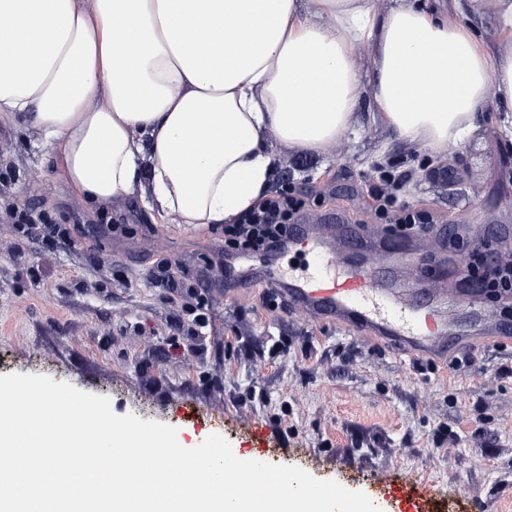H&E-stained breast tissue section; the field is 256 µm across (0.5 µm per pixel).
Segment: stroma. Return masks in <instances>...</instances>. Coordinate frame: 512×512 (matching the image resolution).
<instances>
[{
  "instance_id": "stroma-1",
  "label": "stroma",
  "mask_w": 512,
  "mask_h": 512,
  "mask_svg": "<svg viewBox=\"0 0 512 512\" xmlns=\"http://www.w3.org/2000/svg\"><path fill=\"white\" fill-rule=\"evenodd\" d=\"M359 110L336 151L281 155L270 188L304 195L305 223L378 224L369 189L381 166L408 176L400 201L470 227L472 244L512 227V135L492 118L441 157L372 121L368 101ZM49 224L68 237L48 241ZM165 264L176 277L157 281ZM189 284L198 298L181 301ZM269 287L258 267L227 282L219 229L153 223L136 195L119 209L83 202L28 121L0 119V375H45L109 397L115 414L176 427L183 447L217 433L234 454L352 490L408 471L432 489L425 512H483L491 500L512 512V376L499 373L511 348L452 372L268 309Z\"/></svg>"
}]
</instances>
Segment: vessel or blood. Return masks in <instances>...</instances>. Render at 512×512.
Returning a JSON list of instances; mask_svg holds the SVG:
<instances>
[{"instance_id": "b4317fda", "label": "vessel or blood", "mask_w": 512, "mask_h": 512, "mask_svg": "<svg viewBox=\"0 0 512 512\" xmlns=\"http://www.w3.org/2000/svg\"><path fill=\"white\" fill-rule=\"evenodd\" d=\"M417 238L398 237L376 225L359 231L345 224H301L287 241L262 254L264 272L279 286L290 312L306 325L332 323L372 335L411 358L447 359L451 348L512 346V327L476 318L453 334L448 310L459 299L480 303L478 287L458 288L465 267L442 271L446 285L416 303L409 284L419 272ZM290 255L307 256L301 268H283Z\"/></svg>"}]
</instances>
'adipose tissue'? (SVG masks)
I'll return each mask as SVG.
<instances>
[{
  "mask_svg": "<svg viewBox=\"0 0 512 512\" xmlns=\"http://www.w3.org/2000/svg\"><path fill=\"white\" fill-rule=\"evenodd\" d=\"M491 3L489 43L420 0H0V116L25 117L87 202L146 177L151 220L229 224L262 200L270 143L329 154L362 97L438 154L484 109L512 118V0Z\"/></svg>",
  "mask_w": 512,
  "mask_h": 512,
  "instance_id": "obj_1",
  "label": "adipose tissue"
}]
</instances>
